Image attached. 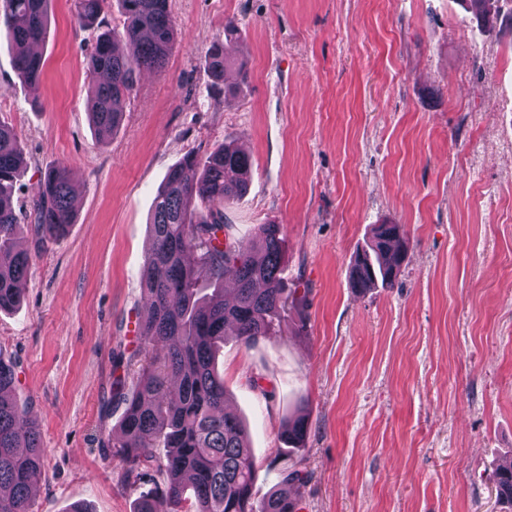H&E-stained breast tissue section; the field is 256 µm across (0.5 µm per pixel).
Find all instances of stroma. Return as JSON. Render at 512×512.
Listing matches in <instances>:
<instances>
[{
    "mask_svg": "<svg viewBox=\"0 0 512 512\" xmlns=\"http://www.w3.org/2000/svg\"><path fill=\"white\" fill-rule=\"evenodd\" d=\"M73 2H51L40 97L0 39V121L26 152L17 211L56 166L76 189L75 223L33 251L22 304L0 312V356L47 450L34 512H134L102 445L123 412L112 351L137 343L168 170L225 143L252 159L230 234L280 225L297 291L257 347L228 336L216 355L255 496L287 464L305 475L301 512H512L496 477L512 461V16L483 22L464 0H171L167 64L138 74L103 144L87 78L100 29ZM228 25L223 95L204 56ZM383 223L404 225L405 261L392 287L356 292L353 257ZM294 413L305 445L282 454ZM308 424L305 415L289 417L278 432V440L288 448H301L307 434Z\"/></svg>",
    "mask_w": 512,
    "mask_h": 512,
    "instance_id": "35a3bbf8",
    "label": "stroma"
}]
</instances>
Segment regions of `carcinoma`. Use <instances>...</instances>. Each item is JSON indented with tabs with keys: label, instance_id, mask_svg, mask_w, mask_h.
Instances as JSON below:
<instances>
[{
	"label": "carcinoma",
	"instance_id": "1",
	"mask_svg": "<svg viewBox=\"0 0 512 512\" xmlns=\"http://www.w3.org/2000/svg\"><path fill=\"white\" fill-rule=\"evenodd\" d=\"M51 0H0V31L15 53V67L31 91L39 93L42 57L31 47L44 41ZM122 29H107L89 57L91 121L98 140L107 141L123 120V101L136 74L162 70L178 37L170 0H120ZM109 0H75L78 21L98 25ZM238 31L206 52V63L220 81L233 60ZM25 163L13 130L0 122V310L21 300L19 284L31 271L27 250L16 247L21 217L12 190ZM252 167L244 151L223 145L206 158L186 155L168 173L153 201L149 220L152 246L147 257L143 298L148 313L139 322L138 344L113 353L112 398L126 412L112 435L125 485L152 489L138 496L137 512H299L291 488L302 471L285 466L277 488L256 501L252 487L257 463L242 421L229 410L224 379L215 371V352L228 331L248 346L269 335L273 319L288 311L290 292L281 278L284 260L281 225L261 224L253 242L229 240L222 207L247 187ZM34 247L56 238L74 223L73 188L64 167L45 173L28 215ZM407 250L400 224H376L366 247L356 253L350 285L358 291L392 286ZM218 287L207 293L198 268ZM234 281L230 294L224 280ZM134 386H129L132 367ZM15 370L0 358V512H32V475L46 449L40 433L19 406ZM303 415L286 419L278 440L302 447ZM194 491L184 507V480ZM500 498L512 504V465L498 474Z\"/></svg>",
	"mask_w": 512,
	"mask_h": 512
}]
</instances>
